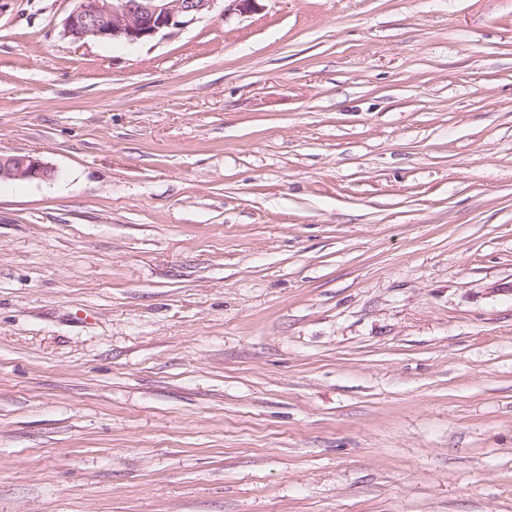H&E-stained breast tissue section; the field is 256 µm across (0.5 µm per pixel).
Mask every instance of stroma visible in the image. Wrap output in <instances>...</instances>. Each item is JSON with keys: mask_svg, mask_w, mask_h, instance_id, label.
Here are the masks:
<instances>
[{"mask_svg": "<svg viewBox=\"0 0 512 512\" xmlns=\"http://www.w3.org/2000/svg\"><path fill=\"white\" fill-rule=\"evenodd\" d=\"M75 6L0 0V512H512V0ZM258 0H76L63 24V35L75 42L96 40L138 44L185 27L214 11H254ZM225 2H230L225 5ZM54 170L42 159L30 154H0V182L12 181H49Z\"/></svg>", "mask_w": 512, "mask_h": 512, "instance_id": "obj_1", "label": "stroma"}]
</instances>
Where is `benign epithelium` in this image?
I'll list each match as a JSON object with an SVG mask.
<instances>
[{
  "label": "benign epithelium",
  "mask_w": 512,
  "mask_h": 512,
  "mask_svg": "<svg viewBox=\"0 0 512 512\" xmlns=\"http://www.w3.org/2000/svg\"><path fill=\"white\" fill-rule=\"evenodd\" d=\"M247 14L257 0H76L63 24V35L75 42L96 40L138 44L165 32L185 27L214 11ZM54 170L30 154H0V181H49Z\"/></svg>",
  "instance_id": "1"
}]
</instances>
